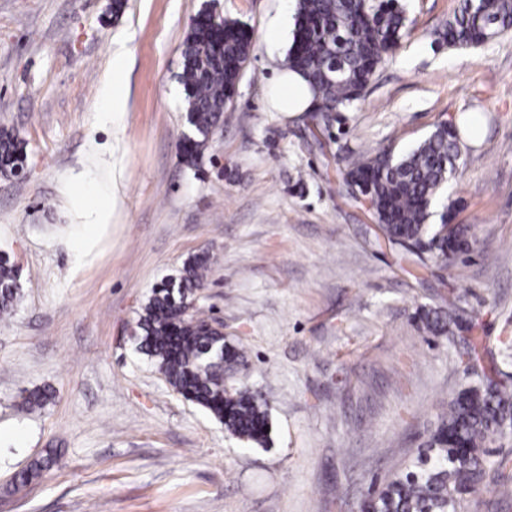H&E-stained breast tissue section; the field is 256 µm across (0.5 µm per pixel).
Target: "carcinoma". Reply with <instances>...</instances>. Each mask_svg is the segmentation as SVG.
Wrapping results in <instances>:
<instances>
[{"label":"carcinoma","mask_w":512,"mask_h":512,"mask_svg":"<svg viewBox=\"0 0 512 512\" xmlns=\"http://www.w3.org/2000/svg\"><path fill=\"white\" fill-rule=\"evenodd\" d=\"M512 30V0H462L448 20L443 43L452 49L479 47ZM407 31L396 0H371L359 10L353 0H297L286 67L301 73L322 112H343L364 99L379 66ZM253 35L237 20L199 17L183 44L182 82L191 129L180 157L196 164L228 111L240 72L250 60ZM24 143L0 128V175L16 176L24 166ZM462 161L459 127L439 124L417 146L395 154L380 150L354 162L343 180L365 186L371 215L387 240L425 266H450L472 238L464 224H437L436 203ZM210 258L198 253L184 263L178 281L152 289L137 321V350L168 385L212 415L231 437L248 445L269 442V407L251 392L226 395L224 371L245 365L235 346L215 339L203 316L180 318L207 278ZM20 276L9 256L0 255V317L20 303ZM512 443V389L490 379L459 390L448 413L430 432L423 452L406 471L369 494L360 512H460L468 497L487 488L490 471L512 458L489 449Z\"/></svg>","instance_id":"carcinoma-1"}]
</instances>
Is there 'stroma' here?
<instances>
[{
    "label": "stroma",
    "mask_w": 512,
    "mask_h": 512,
    "mask_svg": "<svg viewBox=\"0 0 512 512\" xmlns=\"http://www.w3.org/2000/svg\"><path fill=\"white\" fill-rule=\"evenodd\" d=\"M398 2L407 35L327 125L271 105L296 0H125L117 17L112 0H0V127L27 155L25 177H0V254L23 292L0 319V512H359L474 371L512 386V32L451 49L440 35L460 0ZM207 10L246 23L254 48L194 168L178 156L182 49ZM112 77L126 108L106 122ZM465 115L482 135L442 203L473 246L426 267L384 240L339 169ZM84 183L106 226L78 260ZM202 251L196 306L269 403L264 448L135 350L152 288ZM450 308L458 324L427 327L424 311ZM36 388L52 398L32 411ZM48 456V474L15 484Z\"/></svg>",
    "instance_id": "35a3bbf8"
}]
</instances>
